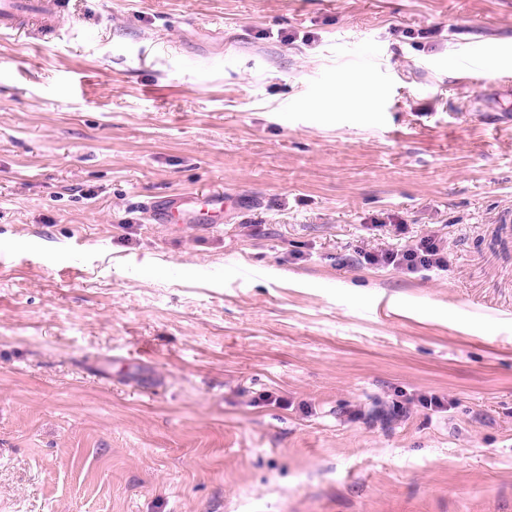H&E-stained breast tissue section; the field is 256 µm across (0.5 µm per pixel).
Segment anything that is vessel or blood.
<instances>
[{"label":"vessel or blood","mask_w":512,"mask_h":512,"mask_svg":"<svg viewBox=\"0 0 512 512\" xmlns=\"http://www.w3.org/2000/svg\"><path fill=\"white\" fill-rule=\"evenodd\" d=\"M64 0H0V33L36 30L43 36H54L66 20ZM240 199L213 192L203 196L172 192L154 198L147 206L149 219L171 229L195 225L213 228L216 218L227 207H239Z\"/></svg>","instance_id":"b4317fda"}]
</instances>
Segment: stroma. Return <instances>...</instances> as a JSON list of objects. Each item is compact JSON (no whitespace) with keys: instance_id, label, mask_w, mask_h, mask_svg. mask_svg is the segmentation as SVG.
I'll return each mask as SVG.
<instances>
[{"instance_id":"obj_1","label":"stroma","mask_w":512,"mask_h":512,"mask_svg":"<svg viewBox=\"0 0 512 512\" xmlns=\"http://www.w3.org/2000/svg\"><path fill=\"white\" fill-rule=\"evenodd\" d=\"M69 9L0 34V512H512V0ZM375 95L356 89L347 75L336 76L335 94L331 98L336 105V111L344 108L350 112H371ZM240 207V198L224 197V192H213L198 196L182 192H172L155 197L147 205L148 218L154 224H166L171 229H182L188 224L202 229L215 227L214 221L224 217L228 205ZM360 257L368 265L391 267L409 273L443 270L448 266V253L431 236L421 238L403 249L365 251Z\"/></svg>"}]
</instances>
